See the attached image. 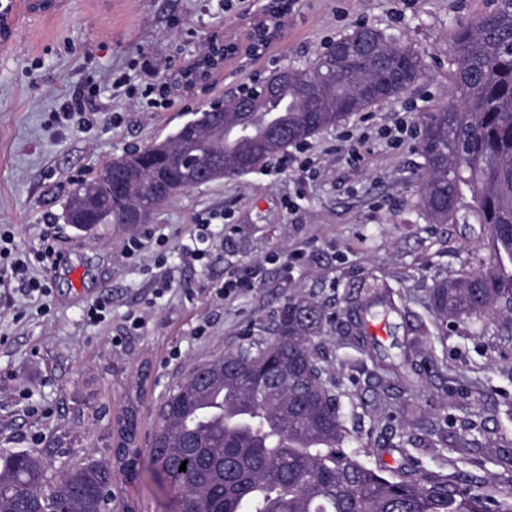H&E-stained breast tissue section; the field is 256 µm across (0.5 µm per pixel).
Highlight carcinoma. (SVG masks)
Returning a JSON list of instances; mask_svg holds the SVG:
<instances>
[{"instance_id": "1", "label": "carcinoma", "mask_w": 512, "mask_h": 512, "mask_svg": "<svg viewBox=\"0 0 512 512\" xmlns=\"http://www.w3.org/2000/svg\"><path fill=\"white\" fill-rule=\"evenodd\" d=\"M348 42L373 49L336 54V69L323 59L288 79L273 102L261 98L245 112H226L221 123L181 126L163 141L160 155L143 148L123 157L120 190L93 177L75 184L69 205L94 208L97 224L143 201L146 180L162 183L160 208L187 186L168 159L207 148L227 178L261 166L297 140L335 127L391 95L365 96L383 84L388 66L416 79L425 69L415 50L360 26ZM451 88L448 101L419 115L417 150L424 160L419 206L433 224L474 218L488 227L493 263L435 283L427 307L436 320L504 317L512 322V0L454 30L448 40ZM399 313L391 290L360 287L345 308V334L371 357L378 379L375 406L389 424L399 368L376 354L381 348L368 322ZM325 306L290 298L275 315L271 332L196 367L160 405L149 448L148 472L166 496L165 512H512V485L488 491L494 480L454 483L447 476L412 469L400 480L385 467L371 468L345 451L348 431L339 413L336 382L319 356ZM137 425L130 412L117 417L115 461L136 472ZM187 462L186 471L179 470ZM112 467L89 461L50 478L30 452L0 454V512H108Z\"/></svg>"}]
</instances>
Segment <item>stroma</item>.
<instances>
[{
  "label": "stroma",
  "mask_w": 512,
  "mask_h": 512,
  "mask_svg": "<svg viewBox=\"0 0 512 512\" xmlns=\"http://www.w3.org/2000/svg\"><path fill=\"white\" fill-rule=\"evenodd\" d=\"M16 0L10 39L0 41V227L19 249L51 233L63 253L31 300L0 288V452L29 451L49 475L113 460L114 421L133 412L148 450L157 410L199 362L262 335L289 297L335 312L320 347L336 380L349 452L371 466L419 464L443 474L502 475L512 442V335L499 322L437 326L426 307L438 281L491 263L477 222L430 223L419 208L423 159L417 116L445 101L451 32L493 0H294L284 38L246 63L214 73L206 91L182 78L210 41L249 21L248 0H62L51 13ZM367 24L411 46L426 63L399 99L348 116L302 146L246 174L191 188L145 224H103L91 235L65 220L70 189L109 159L165 141L194 118L202 99L221 100L254 75L304 69L325 44ZM85 101L74 120L70 98ZM142 247L129 256L131 239ZM204 250L196 262L183 247ZM253 266V288L224 295V282ZM388 286L402 309L375 320L381 345L399 358L407 324L425 332L419 359L432 377L411 376L404 398L423 421L395 410L400 452L377 453L383 429L372 412L370 359L344 334L353 288ZM111 300L104 321L86 309ZM140 316L132 328L130 316ZM449 445L430 448L431 423ZM112 512H164L147 475H115Z\"/></svg>",
  "instance_id": "1"
}]
</instances>
